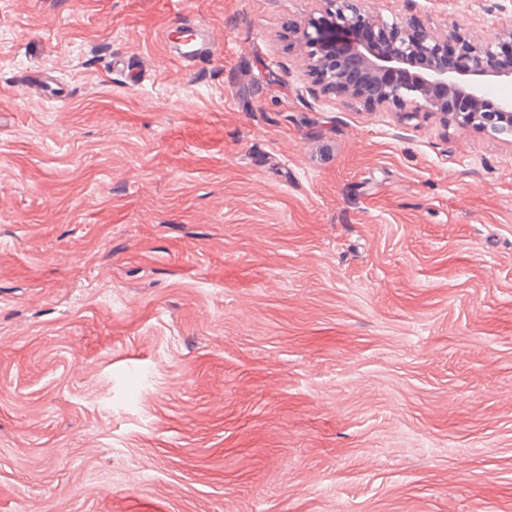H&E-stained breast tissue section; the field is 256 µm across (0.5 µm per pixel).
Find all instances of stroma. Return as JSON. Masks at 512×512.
<instances>
[{"label": "stroma", "mask_w": 512, "mask_h": 512, "mask_svg": "<svg viewBox=\"0 0 512 512\" xmlns=\"http://www.w3.org/2000/svg\"><path fill=\"white\" fill-rule=\"evenodd\" d=\"M172 2L0 0V512H512V141L324 93L319 0ZM25 91L34 88L39 94L59 97L65 92V88L49 71H42L37 75L28 76L24 80Z\"/></svg>", "instance_id": "obj_1"}]
</instances>
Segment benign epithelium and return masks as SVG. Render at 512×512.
<instances>
[{"mask_svg": "<svg viewBox=\"0 0 512 512\" xmlns=\"http://www.w3.org/2000/svg\"><path fill=\"white\" fill-rule=\"evenodd\" d=\"M319 2L318 15L295 29L294 39L324 90L369 108L438 112L492 137L512 138V95L498 98L490 111L484 107L492 86H512V59L487 65L501 41L512 40V19L475 40L459 25L436 35L412 18H385L368 0Z\"/></svg>", "mask_w": 512, "mask_h": 512, "instance_id": "7a95c632", "label": "benign epithelium"}]
</instances>
